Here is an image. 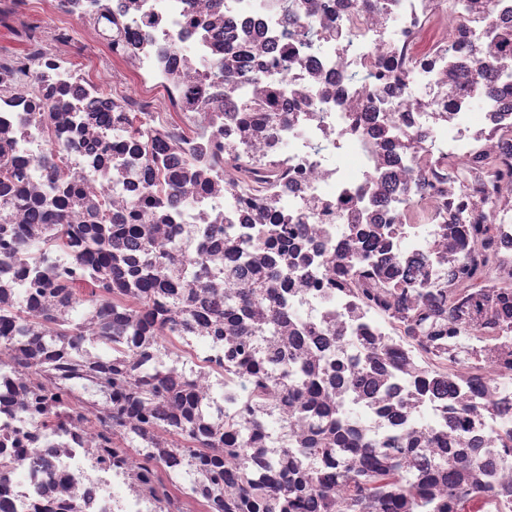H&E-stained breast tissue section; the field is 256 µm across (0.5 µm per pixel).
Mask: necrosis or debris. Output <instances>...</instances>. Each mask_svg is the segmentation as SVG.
<instances>
[{
  "mask_svg": "<svg viewBox=\"0 0 512 512\" xmlns=\"http://www.w3.org/2000/svg\"><path fill=\"white\" fill-rule=\"evenodd\" d=\"M60 7L0 0V512H324L373 452L512 512V0ZM238 479L241 490L238 507L243 511L291 512L302 506V497L294 491L287 490L284 493L279 492L276 497L272 496L265 483L254 479L245 469V466L240 467Z\"/></svg>",
  "mask_w": 512,
  "mask_h": 512,
  "instance_id": "necrosis-or-debris-1",
  "label": "necrosis or debris"
}]
</instances>
